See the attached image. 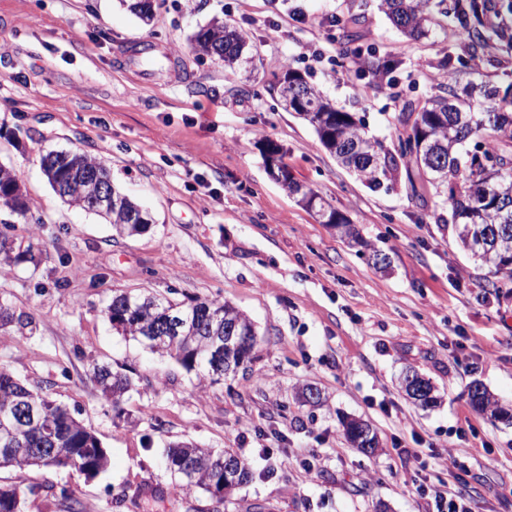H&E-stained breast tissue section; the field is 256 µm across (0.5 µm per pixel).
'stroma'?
<instances>
[{
  "label": "stroma",
  "instance_id": "obj_1",
  "mask_svg": "<svg viewBox=\"0 0 512 512\" xmlns=\"http://www.w3.org/2000/svg\"><path fill=\"white\" fill-rule=\"evenodd\" d=\"M143 24L121 0H0V165L18 177L27 213L0 203V233L35 263L0 266V296L30 327H0V367L67 407L109 456L93 479L55 469H0V484L35 487L28 512L68 486L79 512H435V492L467 490L473 512H512V425L475 412L480 381L512 404V295L491 294L484 269L441 223L448 206L406 182L371 188L338 164L268 85L300 70L369 137L392 145L407 101L443 91L462 54L453 18L426 36L398 31L380 0H157ZM220 16L253 42L244 82L196 55L190 35ZM395 60L387 75L342 67L343 32ZM151 45L163 70L140 63ZM319 46L329 62L311 60ZM281 144L296 178L357 224L391 258L375 269L280 188L259 147ZM74 149L105 161L114 184L152 213L150 230L111 224L65 203L39 158ZM183 302H230L253 322V362L218 383L118 334L105 308L122 291ZM95 364L132 370L136 389L115 415ZM429 377L442 401L424 409L399 385ZM321 401L300 402L303 387ZM368 420L367 456L343 438V417ZM229 448L253 479L217 503L174 493L164 446ZM456 451L469 470L455 480ZM426 463V491L412 453Z\"/></svg>",
  "mask_w": 512,
  "mask_h": 512
}]
</instances>
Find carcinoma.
Returning a JSON list of instances; mask_svg holds the SVG:
<instances>
[{
	"label": "carcinoma",
	"mask_w": 512,
	"mask_h": 512,
	"mask_svg": "<svg viewBox=\"0 0 512 512\" xmlns=\"http://www.w3.org/2000/svg\"><path fill=\"white\" fill-rule=\"evenodd\" d=\"M438 11L431 0H382L381 7L394 26L405 36L417 39L438 25L436 14L453 16L460 30L467 59H459L460 69L449 76L444 95L405 105L402 132L397 144L422 139L424 145L402 158L407 185L416 194L415 179L448 204V221L454 226L458 246L474 263L490 265L492 279L487 287L512 292V84L501 88L490 75L481 73L469 63L481 58L498 41L512 43V35L491 22L490 0H438ZM192 50L201 56L217 57L224 67L243 72V80H252L247 70L252 49L246 31L212 18L191 37ZM308 96L306 109L298 116L314 129L320 144L336 160L363 183L378 187L386 181L398 180L397 164L380 163L379 156H388L382 142L367 136L361 120L344 112L326 98L299 71L289 67L275 77L270 90L277 98H287L298 89ZM500 165V174L487 180L476 168L477 155ZM40 165L48 182L63 179L70 172L91 171L109 180L105 164L80 152H71L68 162L61 164L58 155L49 151L40 157ZM8 183L15 206L28 210V202L18 177L0 167V185ZM116 204L112 214L104 215L120 237L140 234L144 227L134 220L143 207L118 189H113ZM318 215L336 216L333 227L340 236L371 251V247L355 225L335 209L325 208L317 201ZM113 329L145 343L152 328L170 318L178 329L168 343L148 347L152 353L174 359L186 371L212 378L214 344L224 342V325H237L244 336L256 335L250 318L237 307L208 299L188 303L173 302L153 294L114 295L105 310ZM91 375L101 394L119 406L120 398L133 387V380L121 369L95 365ZM472 407L490 417L512 424V406L496 399L483 384H471ZM25 405L31 416L19 427L13 426L14 411ZM55 431L53 442L44 443V430ZM347 442L363 454H373L379 447L377 433L365 420L350 418L342 422ZM229 456L242 482L252 477L249 465L227 448H203L192 443H178L168 448L166 468L173 477L175 492L200 489L209 492L213 478ZM107 464V451L99 439L65 407L32 391L6 369H0V468L26 469L43 467L75 473H100ZM34 488L13 487L11 495L0 496V512H26Z\"/></svg>",
	"instance_id": "cac0c4a2"
}]
</instances>
